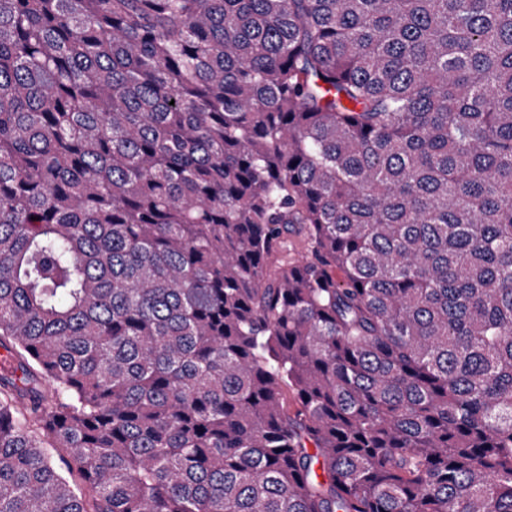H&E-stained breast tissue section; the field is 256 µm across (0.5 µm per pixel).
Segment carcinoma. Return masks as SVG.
Here are the masks:
<instances>
[{
  "mask_svg": "<svg viewBox=\"0 0 512 512\" xmlns=\"http://www.w3.org/2000/svg\"><path fill=\"white\" fill-rule=\"evenodd\" d=\"M0 349V512H512V0H0Z\"/></svg>",
  "mask_w": 512,
  "mask_h": 512,
  "instance_id": "obj_1",
  "label": "carcinoma"
}]
</instances>
